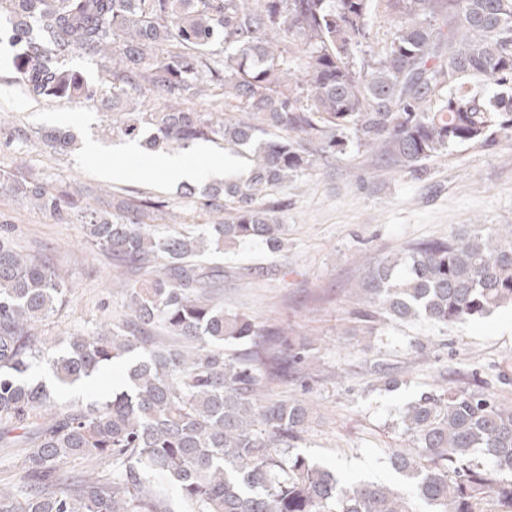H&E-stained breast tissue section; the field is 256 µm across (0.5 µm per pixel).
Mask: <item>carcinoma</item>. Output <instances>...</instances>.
<instances>
[{
    "instance_id": "obj_1",
    "label": "carcinoma",
    "mask_w": 512,
    "mask_h": 512,
    "mask_svg": "<svg viewBox=\"0 0 512 512\" xmlns=\"http://www.w3.org/2000/svg\"><path fill=\"white\" fill-rule=\"evenodd\" d=\"M2 50L30 100L98 105L112 113L104 134L154 150L221 140L249 172L199 197L185 188L192 210L224 217L159 236V205L147 199L113 193L97 210L77 191L0 169L1 190L58 223L80 216L85 241L127 271L162 261L114 281L127 292L123 324L79 331L51 355L36 330L69 284L0 236V446L23 449L17 481L0 484V512H172L158 482L190 512H512V402L484 392L446 385L404 405L405 445L389 449L395 484L346 485L297 452L313 406L273 399L270 385L288 381L309 344L225 353L263 331L211 300L219 271L204 261L250 242L280 251L283 225L264 197L351 137L406 170L492 132L511 138L512 0H0ZM468 76L487 91L462 90ZM152 94L161 107L142 105ZM212 97L233 111L192 107ZM33 138L55 152L75 146L58 129L18 134ZM356 292L371 306L353 317L363 336L377 309L446 327L512 306V225L370 262ZM154 327L176 343L159 345L145 334ZM120 359L124 383L85 405H57L34 375L45 361L56 385L73 387ZM74 459L107 471L72 475Z\"/></svg>"
}]
</instances>
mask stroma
Instances as JSON below:
<instances>
[{"instance_id":"stroma-1","label":"stroma","mask_w":512,"mask_h":512,"mask_svg":"<svg viewBox=\"0 0 512 512\" xmlns=\"http://www.w3.org/2000/svg\"><path fill=\"white\" fill-rule=\"evenodd\" d=\"M104 120L92 105L23 98L8 64L0 65V168L28 170L56 186L147 196L165 202L178 221L196 223L185 209L183 186L167 178L156 153L142 147L125 152L121 139H101ZM44 126L71 129L101 148L60 154L10 139L14 130ZM116 165L136 170L137 178L108 177ZM270 200L284 226L283 249L246 244L209 256L222 274L208 292L226 314L310 340L306 363L271 390L315 407L301 453L345 482L390 484L395 475L388 451L403 446L397 422L417 394L441 380L512 401L511 306L446 328L424 319L396 322L368 339L351 329L361 308L353 289L367 259L403 255L469 224L512 225V140L494 134L483 143L456 145L416 171L398 169L387 155L352 140L344 153L317 160ZM0 234L48 259L71 284L63 310L38 327L39 339L57 342L124 318L125 295L111 285L119 264L84 244L81 224L56 223L28 201L0 196ZM387 375L398 380L395 390H385Z\"/></svg>"}]
</instances>
